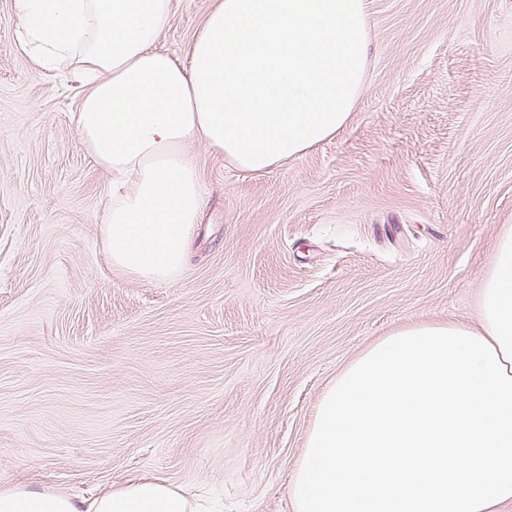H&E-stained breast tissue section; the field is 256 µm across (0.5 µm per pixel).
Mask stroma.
I'll use <instances>...</instances> for the list:
<instances>
[{
    "label": "stroma",
    "instance_id": "1",
    "mask_svg": "<svg viewBox=\"0 0 512 512\" xmlns=\"http://www.w3.org/2000/svg\"><path fill=\"white\" fill-rule=\"evenodd\" d=\"M213 0H172L179 61ZM348 125L261 174L185 145L203 207L172 283L112 269L109 172L68 67L0 0V489L79 499L161 479L222 512L288 488L337 375L415 323L477 325L512 225V0H366Z\"/></svg>",
    "mask_w": 512,
    "mask_h": 512
}]
</instances>
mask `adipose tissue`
Masks as SVG:
<instances>
[{"label":"adipose tissue","instance_id":"adipose-tissue-1","mask_svg":"<svg viewBox=\"0 0 512 512\" xmlns=\"http://www.w3.org/2000/svg\"><path fill=\"white\" fill-rule=\"evenodd\" d=\"M40 68L68 61L82 87L73 121L112 175L105 218L113 269L174 281L203 203L184 145L203 140L263 172L342 130L364 82L365 0H217L179 64L155 43L171 0H15ZM0 512H197L161 480L91 502L46 489L0 490Z\"/></svg>","mask_w":512,"mask_h":512}]
</instances>
